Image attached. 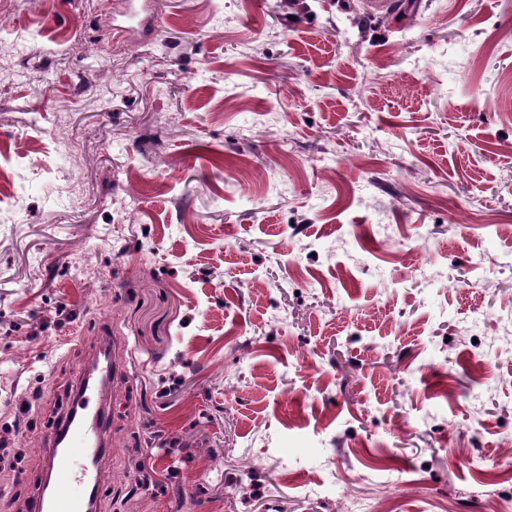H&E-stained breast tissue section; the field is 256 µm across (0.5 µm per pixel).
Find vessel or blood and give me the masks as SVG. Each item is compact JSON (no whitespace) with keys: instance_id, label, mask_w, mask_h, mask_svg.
I'll return each mask as SVG.
<instances>
[{"instance_id":"1","label":"vessel or blood","mask_w":512,"mask_h":512,"mask_svg":"<svg viewBox=\"0 0 512 512\" xmlns=\"http://www.w3.org/2000/svg\"><path fill=\"white\" fill-rule=\"evenodd\" d=\"M101 370L102 383H84L69 414L45 436L43 474L50 492L38 512H96L106 491L100 454L110 420L99 399L112 379L111 361H104Z\"/></svg>"}]
</instances>
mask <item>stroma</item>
<instances>
[{
    "label": "stroma",
    "instance_id": "obj_1",
    "mask_svg": "<svg viewBox=\"0 0 512 512\" xmlns=\"http://www.w3.org/2000/svg\"><path fill=\"white\" fill-rule=\"evenodd\" d=\"M399 2L0 0V512L104 336L99 512H461L452 449L512 458V0Z\"/></svg>",
    "mask_w": 512,
    "mask_h": 512
}]
</instances>
